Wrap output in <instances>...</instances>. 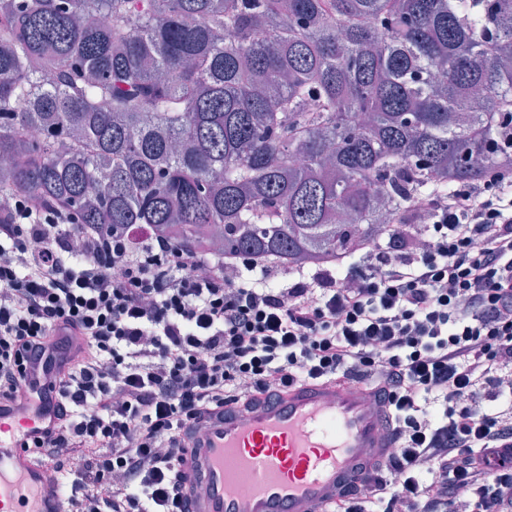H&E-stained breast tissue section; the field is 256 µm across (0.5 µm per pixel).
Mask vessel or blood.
I'll return each mask as SVG.
<instances>
[{
  "label": "vessel or blood",
  "instance_id": "obj_1",
  "mask_svg": "<svg viewBox=\"0 0 512 512\" xmlns=\"http://www.w3.org/2000/svg\"><path fill=\"white\" fill-rule=\"evenodd\" d=\"M47 378L45 360L33 359L0 414V512H67L62 485L28 445L59 425ZM201 425L177 452L189 512H329L364 486L389 444L385 412L361 382H307Z\"/></svg>",
  "mask_w": 512,
  "mask_h": 512
}]
</instances>
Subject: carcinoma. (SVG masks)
Segmentation results:
<instances>
[{
	"mask_svg": "<svg viewBox=\"0 0 512 512\" xmlns=\"http://www.w3.org/2000/svg\"><path fill=\"white\" fill-rule=\"evenodd\" d=\"M504 112L512 0H0V190L213 258L362 252Z\"/></svg>",
	"mask_w": 512,
	"mask_h": 512,
	"instance_id": "1",
	"label": "carcinoma"
}]
</instances>
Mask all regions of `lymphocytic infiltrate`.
Instances as JSON below:
<instances>
[{"mask_svg":"<svg viewBox=\"0 0 512 512\" xmlns=\"http://www.w3.org/2000/svg\"><path fill=\"white\" fill-rule=\"evenodd\" d=\"M143 226L0 206V397L58 347L56 434L34 440L71 512H184L175 457L204 414L307 381H365L395 446L335 512H512V165L410 199L360 262L274 286Z\"/></svg>","mask_w":512,"mask_h":512,"instance_id":"1","label":"lymphocytic infiltrate"}]
</instances>
